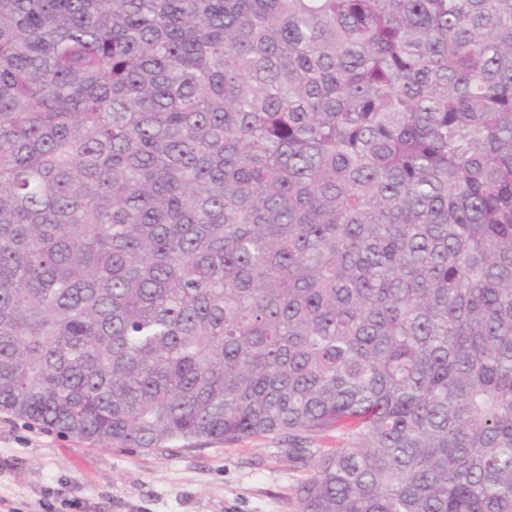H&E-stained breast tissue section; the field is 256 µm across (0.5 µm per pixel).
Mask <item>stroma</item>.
Masks as SVG:
<instances>
[{
    "label": "stroma",
    "instance_id": "1",
    "mask_svg": "<svg viewBox=\"0 0 512 512\" xmlns=\"http://www.w3.org/2000/svg\"><path fill=\"white\" fill-rule=\"evenodd\" d=\"M275 434L105 449L0 413V512H298L310 462Z\"/></svg>",
    "mask_w": 512,
    "mask_h": 512
}]
</instances>
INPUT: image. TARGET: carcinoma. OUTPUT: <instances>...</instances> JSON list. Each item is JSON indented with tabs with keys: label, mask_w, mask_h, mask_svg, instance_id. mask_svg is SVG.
Listing matches in <instances>:
<instances>
[{
	"label": "carcinoma",
	"mask_w": 512,
	"mask_h": 512,
	"mask_svg": "<svg viewBox=\"0 0 512 512\" xmlns=\"http://www.w3.org/2000/svg\"><path fill=\"white\" fill-rule=\"evenodd\" d=\"M0 412L512 512V0H0Z\"/></svg>",
	"instance_id": "1"
}]
</instances>
